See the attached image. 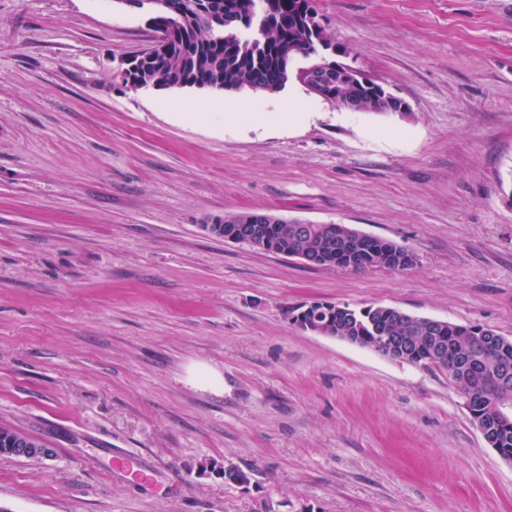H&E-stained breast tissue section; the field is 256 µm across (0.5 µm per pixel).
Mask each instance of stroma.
Here are the masks:
<instances>
[{
  "label": "stroma",
  "mask_w": 512,
  "mask_h": 512,
  "mask_svg": "<svg viewBox=\"0 0 512 512\" xmlns=\"http://www.w3.org/2000/svg\"><path fill=\"white\" fill-rule=\"evenodd\" d=\"M320 57L410 107L134 90L116 0H0V512H512V463L447 372L300 329L315 302L512 340V0H312ZM296 97L312 119L244 127ZM216 106L186 117L183 102ZM346 224L411 269L311 266L226 213ZM129 469L113 470L111 452ZM251 475L226 484L221 464Z\"/></svg>",
  "instance_id": "1"
}]
</instances>
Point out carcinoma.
I'll list each match as a JSON object with an SVG mask.
<instances>
[{
    "label": "carcinoma",
    "instance_id": "carcinoma-1",
    "mask_svg": "<svg viewBox=\"0 0 512 512\" xmlns=\"http://www.w3.org/2000/svg\"><path fill=\"white\" fill-rule=\"evenodd\" d=\"M178 16L162 8L152 15L153 26L167 33V45L151 60L134 57L118 73L125 85L162 84L166 87H197L212 90L248 89L273 93L282 90L292 76L291 68L280 66L279 50L294 44L304 51L315 40L309 18L298 8L299 0H173ZM327 101L344 107L349 101L359 110L381 112V96L386 89L369 78L356 87L336 84L325 88ZM252 213H231L224 223L210 225V232L224 237V224H243ZM266 215L262 225L270 243L269 251L284 255L304 252L311 264L366 272L375 268L403 271L394 253L403 247L386 239L367 236L344 224H302L293 219ZM303 317L334 336L353 337V343L372 348L376 336L388 332L406 336L412 343L408 362L431 366L430 323L425 317L403 319L385 306L353 309L346 305L320 303L310 306ZM494 331L479 325L447 322L438 332L448 356L458 361L457 375L468 385L462 393L474 422L492 428L493 445L506 461H512V417L502 420L495 400L499 387L489 378L475 373L478 366L490 371L502 362L512 364V340L500 337L495 345H483ZM28 436L0 427V454H7L17 440ZM224 481L240 485L251 480L250 474L236 466H222Z\"/></svg>",
    "mask_w": 512,
    "mask_h": 512
}]
</instances>
